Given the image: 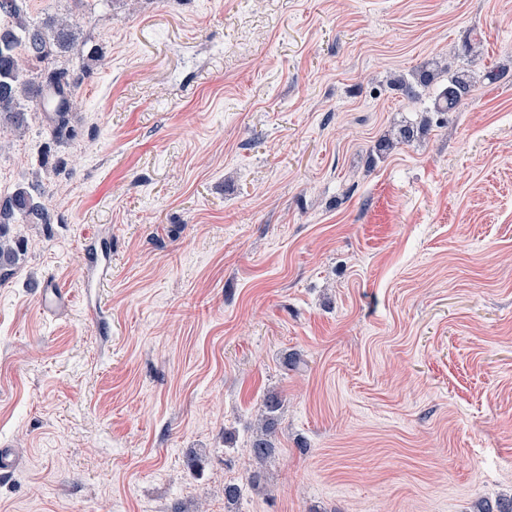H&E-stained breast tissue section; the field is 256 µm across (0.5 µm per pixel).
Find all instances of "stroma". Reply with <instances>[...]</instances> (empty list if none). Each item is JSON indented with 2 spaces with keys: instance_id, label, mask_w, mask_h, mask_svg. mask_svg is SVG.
Instances as JSON below:
<instances>
[{
  "instance_id": "obj_1",
  "label": "stroma",
  "mask_w": 512,
  "mask_h": 512,
  "mask_svg": "<svg viewBox=\"0 0 512 512\" xmlns=\"http://www.w3.org/2000/svg\"><path fill=\"white\" fill-rule=\"evenodd\" d=\"M70 12L71 133H0L49 214L0 287V512L512 503V0H28ZM446 63L455 111L401 88ZM472 81L465 69L448 70V88L435 101V111L449 112L463 103L470 95ZM441 99L443 101L441 102ZM281 400L276 394H269L263 401V427L257 434L250 445V453L253 460L257 463L263 462L270 456L274 450L272 443V433L275 426V413L279 410Z\"/></svg>"
}]
</instances>
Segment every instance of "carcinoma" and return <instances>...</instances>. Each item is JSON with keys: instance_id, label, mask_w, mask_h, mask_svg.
Wrapping results in <instances>:
<instances>
[{"instance_id": "cac0c4a2", "label": "carcinoma", "mask_w": 512, "mask_h": 512, "mask_svg": "<svg viewBox=\"0 0 512 512\" xmlns=\"http://www.w3.org/2000/svg\"><path fill=\"white\" fill-rule=\"evenodd\" d=\"M79 35L80 28L72 17L48 13L34 21L28 15L26 0H0V130L24 131L28 106L35 103L48 107L53 93L63 98V106L49 116V133L54 137L69 126L72 110L77 106L75 85L69 81L67 71H38L35 64L69 52ZM471 87L466 70L448 71V88L435 103V111L455 109L468 99ZM18 217L32 224L49 221L43 205L24 186L0 195V286L15 276L25 252L24 243L10 234V224ZM280 404L276 394L267 395L263 401L264 424L250 445L257 463L274 450L272 433Z\"/></svg>"}]
</instances>
